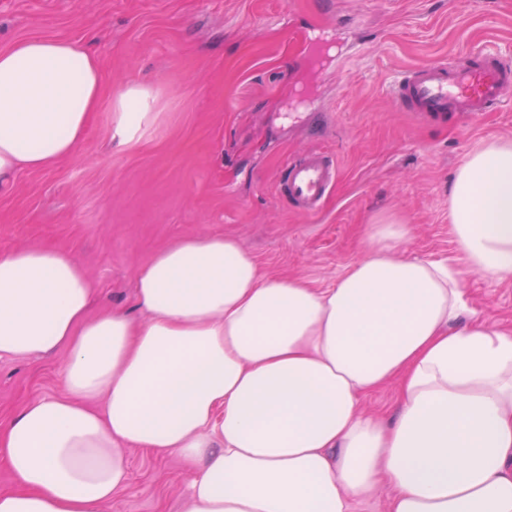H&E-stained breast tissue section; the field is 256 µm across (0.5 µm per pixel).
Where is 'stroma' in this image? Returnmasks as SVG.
<instances>
[{
  "instance_id": "stroma-1",
  "label": "stroma",
  "mask_w": 512,
  "mask_h": 512,
  "mask_svg": "<svg viewBox=\"0 0 512 512\" xmlns=\"http://www.w3.org/2000/svg\"><path fill=\"white\" fill-rule=\"evenodd\" d=\"M339 27L346 54L319 65L312 27ZM29 34L92 46L112 76L104 99L150 89L148 117L126 146L119 114L97 112L74 157L21 172L0 195V250L72 255L98 300L93 313L140 317V266L169 242L231 236L267 273L328 288L367 249L382 217L408 224L403 249L457 252L448 192L486 141L512 138V101L478 121L426 122L396 105L407 69L462 60L477 44L512 60V0H0V47ZM331 152L339 183L304 217L276 191L284 157ZM457 269L469 307L512 327V279ZM64 353L0 359V426L63 393ZM130 485L107 512H182L189 474L175 455L126 451Z\"/></svg>"
}]
</instances>
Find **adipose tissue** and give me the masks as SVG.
<instances>
[{
	"label": "adipose tissue",
	"mask_w": 512,
	"mask_h": 512,
	"mask_svg": "<svg viewBox=\"0 0 512 512\" xmlns=\"http://www.w3.org/2000/svg\"><path fill=\"white\" fill-rule=\"evenodd\" d=\"M108 82L77 40L0 48V193L74 155ZM148 98L122 93L112 140ZM448 216L470 270L512 277V140L467 155ZM408 235L369 225L329 288L265 274L233 237H181L140 267L136 322L90 316L71 255L0 251V358L67 354L63 394L0 426V512H105L132 448L191 469L184 512H351L383 485L388 512H512V330L469 308L452 261L400 251ZM392 382L394 415H364Z\"/></svg>",
	"instance_id": "adipose-tissue-1"
}]
</instances>
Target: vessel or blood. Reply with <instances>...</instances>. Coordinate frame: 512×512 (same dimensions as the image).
Listing matches in <instances>:
<instances>
[{"label":"vessel or blood","instance_id":"vessel-or-blood-1","mask_svg":"<svg viewBox=\"0 0 512 512\" xmlns=\"http://www.w3.org/2000/svg\"><path fill=\"white\" fill-rule=\"evenodd\" d=\"M391 95L401 107L431 121L450 116L473 122L512 99V63L476 46L468 51L465 64L440 60L422 66L395 83ZM338 178L334 158L315 150L284 158L276 189L295 211L314 216Z\"/></svg>","mask_w":512,"mask_h":512}]
</instances>
